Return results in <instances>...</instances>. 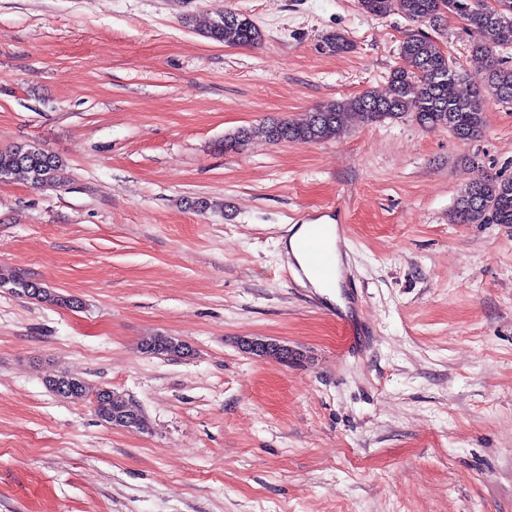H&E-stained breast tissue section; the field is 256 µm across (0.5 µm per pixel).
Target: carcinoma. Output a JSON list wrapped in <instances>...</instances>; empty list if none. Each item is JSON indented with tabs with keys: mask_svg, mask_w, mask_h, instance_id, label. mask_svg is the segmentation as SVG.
I'll list each match as a JSON object with an SVG mask.
<instances>
[{
	"mask_svg": "<svg viewBox=\"0 0 512 512\" xmlns=\"http://www.w3.org/2000/svg\"><path fill=\"white\" fill-rule=\"evenodd\" d=\"M362 10L372 16L390 13L413 22L432 25L447 14L469 22L477 29L478 40L472 45V57L485 70V81L470 94L462 95L458 86L463 74L433 42L422 35L407 37L399 47L404 65L390 73V89L385 95L364 92L353 98L336 101L305 113L297 119L274 122L258 129L274 143L309 144L336 137L341 117L355 112L365 123L397 120L410 116L426 129H446L459 140L477 136L485 124V106L512 105V63L501 53L512 47V0H359ZM203 36L227 46L254 45L261 40L258 27L246 16L229 10L208 20ZM320 48L328 52H347L351 42L341 33L324 37ZM65 164L55 154L38 144H25L0 150V181L24 174L36 187H57L64 181ZM455 224H512V177L487 175L468 187L450 214ZM11 286L12 292L41 303L75 308L78 300L55 293L43 283L0 273V288ZM186 356L188 346L169 336H155L143 350ZM54 394L79 401L91 391L81 378L62 372L46 380ZM112 401L111 393L95 392V412L108 419L122 411Z\"/></svg>",
	"mask_w": 512,
	"mask_h": 512,
	"instance_id": "1",
	"label": "carcinoma"
}]
</instances>
